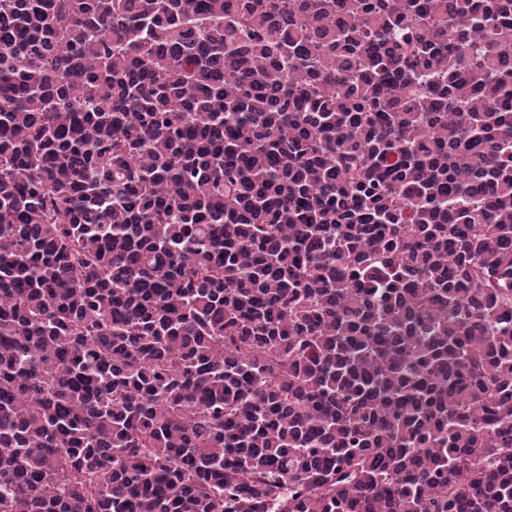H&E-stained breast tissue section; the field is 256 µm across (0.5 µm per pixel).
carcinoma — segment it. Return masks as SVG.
<instances>
[{
    "mask_svg": "<svg viewBox=\"0 0 512 512\" xmlns=\"http://www.w3.org/2000/svg\"><path fill=\"white\" fill-rule=\"evenodd\" d=\"M0 512H512V0H0Z\"/></svg>",
    "mask_w": 512,
    "mask_h": 512,
    "instance_id": "cac0c4a2",
    "label": "carcinoma"
}]
</instances>
